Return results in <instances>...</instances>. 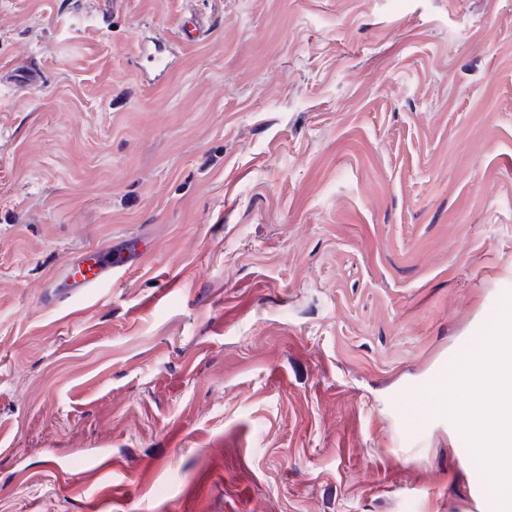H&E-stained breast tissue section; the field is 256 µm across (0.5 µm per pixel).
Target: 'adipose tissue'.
<instances>
[{"label": "adipose tissue", "mask_w": 512, "mask_h": 512, "mask_svg": "<svg viewBox=\"0 0 512 512\" xmlns=\"http://www.w3.org/2000/svg\"><path fill=\"white\" fill-rule=\"evenodd\" d=\"M459 383L476 385L490 383L497 393L501 426L496 442L488 454L494 462L500 485L512 487V368L495 363L487 356L473 359L458 376Z\"/></svg>", "instance_id": "1"}]
</instances>
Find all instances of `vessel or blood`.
I'll return each instance as SVG.
<instances>
[{
    "label": "vessel or blood",
    "mask_w": 512,
    "mask_h": 512,
    "mask_svg": "<svg viewBox=\"0 0 512 512\" xmlns=\"http://www.w3.org/2000/svg\"><path fill=\"white\" fill-rule=\"evenodd\" d=\"M142 251L138 242L127 241L103 250L92 248L67 269L66 280L72 294L109 283L119 273L131 271Z\"/></svg>",
    "instance_id": "obj_1"
}]
</instances>
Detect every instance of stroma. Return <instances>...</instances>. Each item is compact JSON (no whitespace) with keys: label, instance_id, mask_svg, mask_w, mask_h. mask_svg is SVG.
Here are the masks:
<instances>
[{"label":"stroma","instance_id":"stroma-1","mask_svg":"<svg viewBox=\"0 0 512 512\" xmlns=\"http://www.w3.org/2000/svg\"><path fill=\"white\" fill-rule=\"evenodd\" d=\"M33 63L0 81V512H497L456 377L512 306V0H0V74ZM141 251L139 243L132 240L106 250L90 248L79 261L68 267L66 281L71 290L63 294L62 299L98 288L112 281V276L131 271L137 265Z\"/></svg>","mask_w":512,"mask_h":512}]
</instances>
